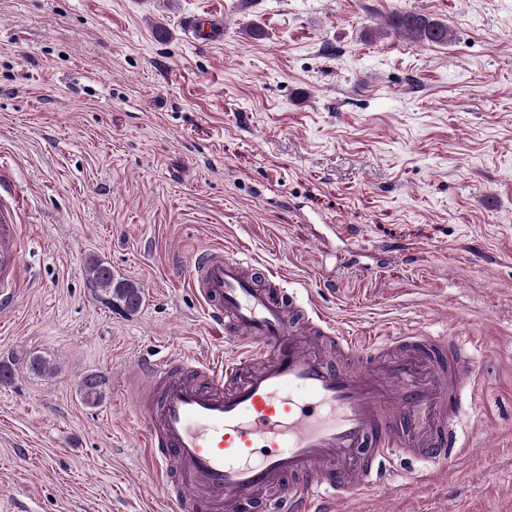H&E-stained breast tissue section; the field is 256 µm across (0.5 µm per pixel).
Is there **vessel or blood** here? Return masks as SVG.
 <instances>
[{
  "label": "vessel or blood",
  "instance_id": "vessel-or-blood-1",
  "mask_svg": "<svg viewBox=\"0 0 512 512\" xmlns=\"http://www.w3.org/2000/svg\"><path fill=\"white\" fill-rule=\"evenodd\" d=\"M196 42L224 34L222 15L187 22ZM18 192L0 185V305L22 252ZM189 283L208 318L228 323L229 353L137 364L136 423L177 512H338L376 487L393 457L428 466L465 450L455 422L476 368L452 336H353L278 271L208 248Z\"/></svg>",
  "mask_w": 512,
  "mask_h": 512
}]
</instances>
